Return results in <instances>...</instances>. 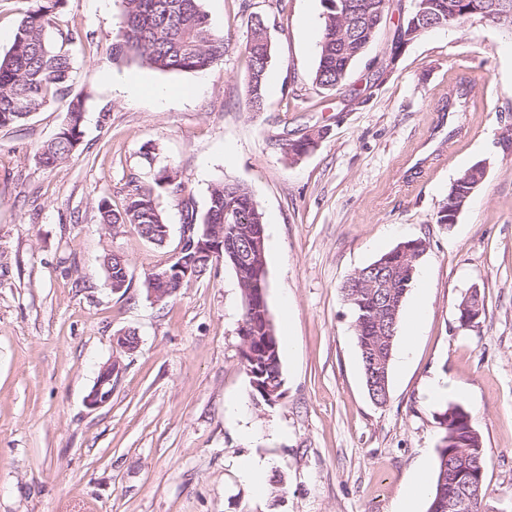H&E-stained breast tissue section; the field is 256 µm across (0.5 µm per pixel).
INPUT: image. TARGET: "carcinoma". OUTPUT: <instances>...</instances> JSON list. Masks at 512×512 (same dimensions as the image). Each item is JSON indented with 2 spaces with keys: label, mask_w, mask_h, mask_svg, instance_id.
I'll list each match as a JSON object with an SVG mask.
<instances>
[{
  "label": "carcinoma",
  "mask_w": 512,
  "mask_h": 512,
  "mask_svg": "<svg viewBox=\"0 0 512 512\" xmlns=\"http://www.w3.org/2000/svg\"><path fill=\"white\" fill-rule=\"evenodd\" d=\"M34 9L18 24L12 44L0 55V127L27 120L64 94L71 77L72 63L64 45L81 39L76 30H51L66 0H35ZM122 25L107 52L110 63L135 62L162 73H202L222 61L231 38L217 30L201 7V0H121ZM323 34L313 85L319 90L333 91L345 84L354 62L374 42L387 20L390 0H323ZM425 4L429 18L446 26L477 17L485 22L512 30V0L494 4L483 0L484 12L474 14V0H411L402 21L394 30L393 44L413 42L427 32L422 22H414L417 6ZM269 19L250 15V35L243 49L247 69V104L252 112H263L266 106V75L272 48L267 36ZM87 95L79 92L70 97L66 120L56 136L41 148L38 160L46 168L66 163L82 139L83 112ZM486 167L477 162L455 180L448 201L437 214L443 224L448 215L459 213L485 179ZM132 189L122 209L115 210L102 201L98 204L99 221L109 228L125 224L134 226L146 241L164 242L162 211L154 190L165 191L180 207L183 223L195 228L180 250L179 259L193 264L198 273L207 275L218 260L201 254L193 247L200 225L212 224L218 232L228 235L234 224L241 234L233 245H224V265L230 267L236 281L244 282L249 291H239L243 323L242 362L246 372L264 388L278 389L274 398L283 396L279 336L268 335L265 312L269 310L262 289L267 281L262 263L247 264L239 260L240 251L248 246L247 231L253 224L264 223L263 213L255 204L250 190L230 180L213 183L206 210L198 212L193 196L186 193L177 167L165 164L152 174V184L130 182ZM404 250L396 248L380 255L362 268L341 292L355 320V335L364 373L365 387L371 401L385 405L390 397V366L399 332L404 302L418 274V266L427 249L420 237L403 242ZM108 282H119L123 290L131 286L129 267L124 256L105 257ZM460 404L449 403L439 414L440 424L452 419L457 433L452 448L438 449L435 486L428 512L437 501L458 498L464 490L448 481V472L468 467L476 456L483 459L484 449L478 432L468 431L458 414Z\"/></svg>",
  "instance_id": "1"
}]
</instances>
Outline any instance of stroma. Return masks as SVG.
<instances>
[{
    "mask_svg": "<svg viewBox=\"0 0 512 512\" xmlns=\"http://www.w3.org/2000/svg\"><path fill=\"white\" fill-rule=\"evenodd\" d=\"M231 34L209 71L166 74L109 63L120 0H67L72 92L87 91L83 137L65 164L41 147L66 100L0 128V512H395L420 465L435 467L444 401L464 405L485 453L488 512H512V33L472 18L430 30L391 54L395 20L321 94L312 77L322 0H202ZM270 19L266 109L248 111L243 47L250 14ZM140 77L131 97L112 78ZM467 108L445 111L460 87ZM326 136L290 158L281 134ZM483 184L453 225L437 223L456 178L476 162ZM176 166L205 209L211 184L249 188L264 214L267 302L279 329L284 398L255 404L243 370L241 306L230 268L186 282L164 304L145 274L176 248L182 219L166 193L158 246L133 226L112 231L97 206L123 204L131 180ZM427 241L428 281L414 353L392 365L390 399L366 392L354 317L341 287L398 243ZM132 276L112 292L105 256ZM478 289L470 328L458 304ZM135 332L127 353L115 334ZM120 360L112 397H87ZM268 458L258 496L237 469Z\"/></svg>",
    "mask_w": 512,
    "mask_h": 512,
    "instance_id": "35a3bbf8",
    "label": "stroma"
}]
</instances>
